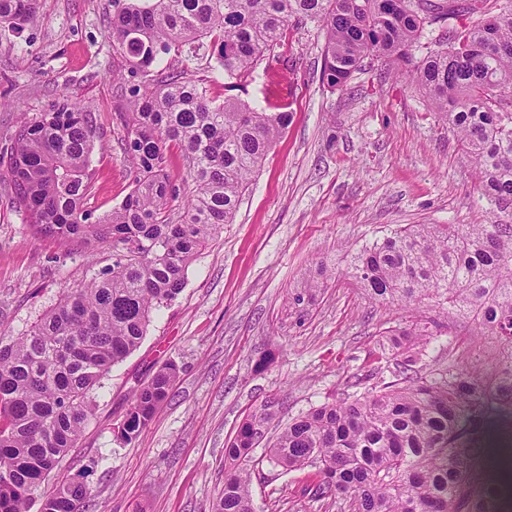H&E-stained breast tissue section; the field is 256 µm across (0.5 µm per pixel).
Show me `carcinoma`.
Listing matches in <instances>:
<instances>
[{
	"label": "carcinoma",
	"instance_id": "cac0c4a2",
	"mask_svg": "<svg viewBox=\"0 0 512 512\" xmlns=\"http://www.w3.org/2000/svg\"><path fill=\"white\" fill-rule=\"evenodd\" d=\"M38 0H0V29L18 30ZM325 30L321 78L348 87L376 59L422 91L457 136L481 195L494 206L486 224H406L360 249L351 270L376 301L435 303L463 316L503 346L486 374L426 366L436 319L389 331L392 380L291 419L268 448L270 463L311 467L309 490L336 512H481L466 417L491 401L512 410V0H124L110 37L131 63L128 154L131 193L96 216L84 207L93 181L90 117L62 98L26 117L4 164L36 234L89 248L112 244V264L60 299L8 341L0 339V512H29L34 494L75 447L112 367L142 343L153 312L182 292L193 258L233 223L243 193L292 120L237 96L288 23ZM437 32L416 55L428 32ZM187 52L214 59L199 80L169 71L164 58ZM185 156L194 184L184 217L167 214L172 186L167 144ZM335 272L318 268L312 299ZM179 372L164 364L134 393L118 439L146 429ZM278 401L248 415L224 448L230 467L212 512H256L253 452ZM84 477L60 483L39 512H82Z\"/></svg>",
	"mask_w": 512,
	"mask_h": 512
}]
</instances>
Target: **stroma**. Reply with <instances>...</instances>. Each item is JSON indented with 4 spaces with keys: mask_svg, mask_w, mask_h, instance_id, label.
<instances>
[{
    "mask_svg": "<svg viewBox=\"0 0 512 512\" xmlns=\"http://www.w3.org/2000/svg\"><path fill=\"white\" fill-rule=\"evenodd\" d=\"M123 0H40L21 30L0 31V154L22 115L79 104L95 129L88 210L108 213L134 186L125 153L130 134L131 65L108 31ZM322 30L289 23L261 60L244 100L267 111L290 104L294 119L268 154L233 223L192 261L187 284L156 312L141 345L115 365L76 448L42 483L52 491L85 474L87 512H211L224 482V445L270 398L275 439L293 417L350 392L377 369L383 333L409 311L371 299L346 270L357 249L398 224H482L489 206L474 171L424 94L385 75L380 63L357 70L343 92L320 72ZM112 247L93 254L34 236L0 174V337L26 332L63 289L89 283L111 264ZM325 264L337 278L312 303L295 304L306 274ZM449 311L426 347L437 367H493V336ZM179 376L148 427L116 438L131 391L164 363ZM257 512H321L311 500L312 469L281 472L256 448Z\"/></svg>",
    "mask_w": 512,
    "mask_h": 512,
    "instance_id": "1",
    "label": "stroma"
}]
</instances>
